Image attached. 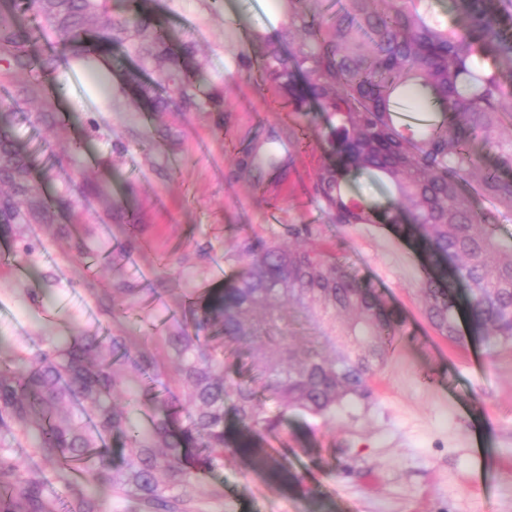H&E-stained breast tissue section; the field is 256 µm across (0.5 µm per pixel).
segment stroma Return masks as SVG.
<instances>
[{
  "mask_svg": "<svg viewBox=\"0 0 512 512\" xmlns=\"http://www.w3.org/2000/svg\"><path fill=\"white\" fill-rule=\"evenodd\" d=\"M172 45L193 42L186 66L198 80L196 106L151 111L138 96L136 63L103 77L79 68L47 78L67 123L64 135L17 132L34 173L54 167V194L69 183L80 202L60 224H27L41 248L16 275L0 263V347L33 349L45 333L75 329L129 337L135 348L171 326L184 291L230 280L240 243L261 236L291 244L288 227L309 224L318 248L372 281L402 321V335L371 378V395L322 421L288 412L261 443L303 479L290 490L271 482L254 458L239 456L190 491V512H512V342L474 337L456 345L424 314L425 261L412 240L380 224H333L315 192L326 161L317 112L294 111L265 82L259 56L286 0H155ZM224 95L214 111L206 95ZM81 151H73L75 141ZM96 182L106 196L83 195ZM119 220L100 223L105 209ZM82 241L83 255L73 244ZM123 284L135 291L127 316L97 312L95 293ZM292 343L332 351L325 326L293 305L282 311ZM224 366L260 388L254 348L224 344Z\"/></svg>",
  "mask_w": 512,
  "mask_h": 512,
  "instance_id": "35a3bbf8",
  "label": "stroma"
}]
</instances>
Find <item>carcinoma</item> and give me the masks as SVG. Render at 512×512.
<instances>
[{
  "instance_id": "1",
  "label": "carcinoma",
  "mask_w": 512,
  "mask_h": 512,
  "mask_svg": "<svg viewBox=\"0 0 512 512\" xmlns=\"http://www.w3.org/2000/svg\"><path fill=\"white\" fill-rule=\"evenodd\" d=\"M111 0H0V78L22 81L21 93L0 106V239L19 242L13 262L35 245L22 224H55L77 200L64 188L44 196L32 162L14 137L16 125L66 131L40 75L62 64L112 63L122 46L175 86L179 98L153 85L139 92L158 112H178L196 98L182 56L153 16L151 0H131L130 13L112 15ZM311 0H288L283 36L293 52L266 46L261 75L288 93L296 112L324 114L333 161L317 173L316 191L336 224H396L432 267L421 282L426 317L442 336L462 342L465 316L479 335L512 341V236L475 209L461 183L473 182L494 206L512 212V135H495L512 114V0H457L463 21L449 24L431 0H346L312 11ZM422 91L434 110L423 126L406 123L405 100ZM482 137L494 153L487 168L471 142ZM368 173L391 189L385 209L351 194L346 176ZM242 269L226 286L205 289L158 344L174 367L149 352H133L125 336L79 331L47 336L34 352H0V512H59L46 472L65 478L81 465L82 481L66 482V512H105L104 498L122 512H185L190 487L224 469L238 452L257 458L273 479L299 486L288 463L249 441L235 442L226 404L261 439L279 431L297 410L315 419L370 394L369 381L388 358L402 323L378 291L334 257L309 246H282L262 237L242 241ZM136 288H109L97 297L100 316L124 313ZM287 304L330 321L346 318V348L327 358L288 341L278 326ZM217 330L228 344L261 353L266 388L282 406L269 413L254 391L228 377L224 354H204L201 334ZM127 392L140 418L119 411ZM31 449L41 467L24 470L11 449Z\"/></svg>"
}]
</instances>
